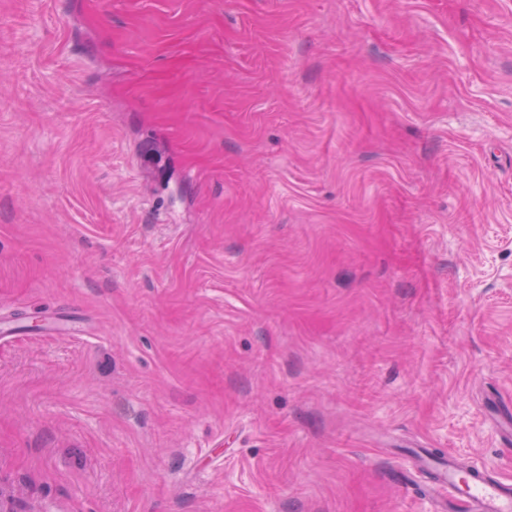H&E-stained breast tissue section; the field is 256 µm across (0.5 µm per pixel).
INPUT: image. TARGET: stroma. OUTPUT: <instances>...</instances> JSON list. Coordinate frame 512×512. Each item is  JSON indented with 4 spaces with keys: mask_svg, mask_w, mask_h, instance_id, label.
<instances>
[{
    "mask_svg": "<svg viewBox=\"0 0 512 512\" xmlns=\"http://www.w3.org/2000/svg\"><path fill=\"white\" fill-rule=\"evenodd\" d=\"M0 323V512L512 480V0H0Z\"/></svg>",
    "mask_w": 512,
    "mask_h": 512,
    "instance_id": "35a3bbf8",
    "label": "stroma"
}]
</instances>
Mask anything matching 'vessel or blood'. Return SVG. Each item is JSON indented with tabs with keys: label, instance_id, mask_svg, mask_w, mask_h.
I'll return each instance as SVG.
<instances>
[{
	"label": "vessel or blood",
	"instance_id": "b4317fda",
	"mask_svg": "<svg viewBox=\"0 0 512 512\" xmlns=\"http://www.w3.org/2000/svg\"><path fill=\"white\" fill-rule=\"evenodd\" d=\"M432 494L449 496L460 512H512V482L491 480L477 467L465 477L455 466H448Z\"/></svg>",
	"mask_w": 512,
	"mask_h": 512
}]
</instances>
